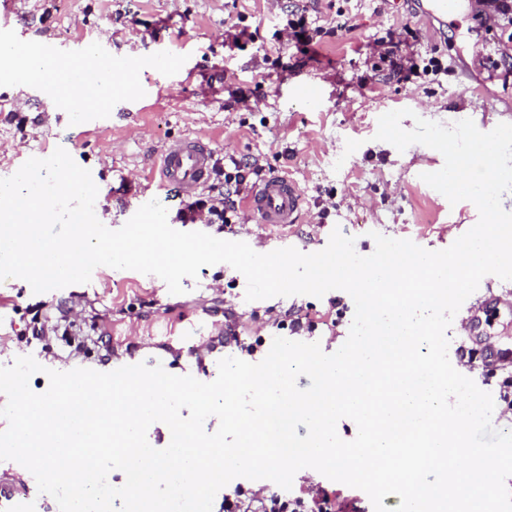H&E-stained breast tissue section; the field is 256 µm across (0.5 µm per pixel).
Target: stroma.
Here are the masks:
<instances>
[{
	"instance_id": "obj_1",
	"label": "stroma",
	"mask_w": 512,
	"mask_h": 512,
	"mask_svg": "<svg viewBox=\"0 0 512 512\" xmlns=\"http://www.w3.org/2000/svg\"><path fill=\"white\" fill-rule=\"evenodd\" d=\"M16 2L17 22L28 40L58 38L64 54L73 57L92 46L115 57L157 59L137 89L117 91L112 111L133 118L109 129H89L83 118L59 110L42 80L0 78V178L13 176L29 155L64 148L90 171L98 187L94 211L109 229L125 224V204L155 199L166 208L170 226L183 230L178 202L157 186L158 156L167 140L195 135L207 137L216 155L259 159L298 183L303 204L297 223L266 226L246 216L228 228L200 227L221 240L249 243L260 254L285 247L321 251L336 228L353 237L362 256L374 252L376 232L438 251L479 218L472 202L450 204L422 180V173L443 167L440 152L421 144L401 152L375 138L379 112L400 109L410 112L401 121L407 130L419 117L445 126L470 119L487 131L512 123V80L481 64L494 36L477 35L473 0H461L444 32L415 16L410 0ZM295 6L328 33L307 49L289 42L288 65L281 68L270 48ZM412 49L447 61L448 73L407 83L389 78L387 61ZM300 84L316 85L318 101L296 96ZM12 112L26 115V123L10 121ZM182 285L183 293L174 295L157 276L108 266L96 267L89 282L39 294L25 290L22 279L2 280L0 367L20 356L34 357L42 370L31 376L29 386L42 393L49 387L47 370L96 365L100 351L93 341L75 346L62 339L67 323L60 315L69 310L89 320L110 310L113 361L154 356L173 375L181 374L190 348L171 324L176 308L199 314L218 304L233 308L241 334L270 342L279 334L271 320L294 307L318 321L307 340L327 354L346 341L355 313L352 297L342 290L320 298L246 301L245 277L225 263L202 267L197 278L183 279ZM334 299L345 307L343 318L335 316ZM482 302L491 322L478 339L512 346V280L488 275L452 320L450 362L458 360L468 307ZM38 313L47 319L48 331L36 339L31 330ZM134 321L144 326L143 335H128Z\"/></svg>"
}]
</instances>
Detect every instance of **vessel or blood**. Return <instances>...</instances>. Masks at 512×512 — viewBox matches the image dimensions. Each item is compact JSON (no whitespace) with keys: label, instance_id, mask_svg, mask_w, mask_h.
Masks as SVG:
<instances>
[{"label":"vessel or blood","instance_id":"obj_1","mask_svg":"<svg viewBox=\"0 0 512 512\" xmlns=\"http://www.w3.org/2000/svg\"><path fill=\"white\" fill-rule=\"evenodd\" d=\"M416 14L437 20H447L457 0H411ZM81 85L85 92H92L93 77L102 67L117 65L127 84H135L138 70L153 67L150 58L138 64L123 61L113 63L101 54L83 56ZM214 151L209 142L199 137H186L166 146L161 153L160 185L184 197L204 187L211 179ZM303 202L302 193L295 180L287 176L271 175L256 187L248 201L249 214L259 224H293ZM34 499L23 493L11 482L0 481V512H37Z\"/></svg>","mask_w":512,"mask_h":512}]
</instances>
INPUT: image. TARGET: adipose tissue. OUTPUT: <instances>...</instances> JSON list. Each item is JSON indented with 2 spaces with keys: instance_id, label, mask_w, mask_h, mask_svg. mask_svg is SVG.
<instances>
[{
  "instance_id": "obj_1",
  "label": "adipose tissue",
  "mask_w": 512,
  "mask_h": 512,
  "mask_svg": "<svg viewBox=\"0 0 512 512\" xmlns=\"http://www.w3.org/2000/svg\"><path fill=\"white\" fill-rule=\"evenodd\" d=\"M79 68L75 59L48 57L33 50L23 54L13 46L0 44V71L11 74L21 71L38 79H49L59 108L66 112H82L107 104L122 81L119 73L104 68L96 77L92 95L86 97L74 83Z\"/></svg>"
}]
</instances>
